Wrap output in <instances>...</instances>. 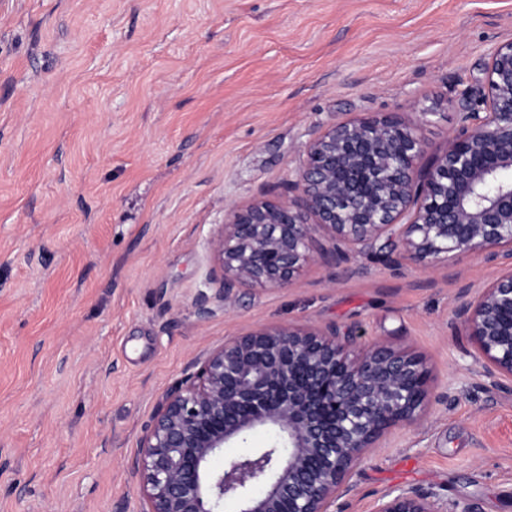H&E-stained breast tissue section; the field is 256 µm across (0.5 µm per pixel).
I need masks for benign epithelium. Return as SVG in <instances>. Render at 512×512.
Masks as SVG:
<instances>
[{"label": "benign epithelium", "instance_id": "benign-epithelium-1", "mask_svg": "<svg viewBox=\"0 0 512 512\" xmlns=\"http://www.w3.org/2000/svg\"><path fill=\"white\" fill-rule=\"evenodd\" d=\"M460 126L424 160L421 122L363 113L317 133L293 187L299 200L229 210L210 241L211 282L223 306L240 284L285 288L314 260L316 234L335 258L380 249L431 268L481 251L503 274L455 318L495 387L512 379V41L494 48L459 103ZM425 360L336 329L261 326L224 340L193 364L144 427L133 474L145 512H336L351 477L396 426L417 424L431 401ZM257 429L271 445L211 459ZM260 486L262 491L254 493ZM373 512H480L413 489L380 497Z\"/></svg>", "mask_w": 512, "mask_h": 512}]
</instances>
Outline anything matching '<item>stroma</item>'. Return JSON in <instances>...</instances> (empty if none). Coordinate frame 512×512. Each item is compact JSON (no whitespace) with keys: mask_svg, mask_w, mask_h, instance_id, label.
Wrapping results in <instances>:
<instances>
[{"mask_svg":"<svg viewBox=\"0 0 512 512\" xmlns=\"http://www.w3.org/2000/svg\"><path fill=\"white\" fill-rule=\"evenodd\" d=\"M511 39L512 0H0V512H143L131 460L166 393L289 323L420 354L450 395L336 512L398 488L512 512V381L453 315L501 275L484 255L320 258L195 313L231 206L296 199L309 141L359 113H429L436 154Z\"/></svg>","mask_w":512,"mask_h":512,"instance_id":"35a3bbf8","label":"stroma"}]
</instances>
